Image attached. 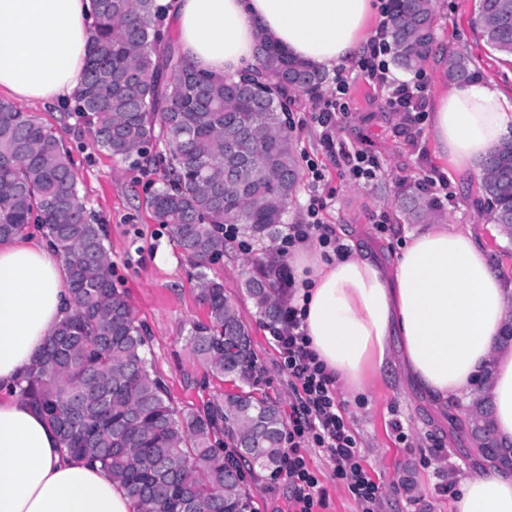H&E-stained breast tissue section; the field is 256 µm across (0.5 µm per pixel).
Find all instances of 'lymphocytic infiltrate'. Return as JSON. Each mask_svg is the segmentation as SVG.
<instances>
[{
    "mask_svg": "<svg viewBox=\"0 0 512 512\" xmlns=\"http://www.w3.org/2000/svg\"><path fill=\"white\" fill-rule=\"evenodd\" d=\"M344 81H337L334 95L323 98L311 114L323 129V146L335 153L333 130L346 105ZM325 200L311 195L307 204V221L288 225L281 240L282 254H289L298 245L316 240L318 245L343 255L347 245L321 223L319 214ZM303 311L296 301H289L283 318L269 327L270 337L280 355V366L295 385V401L288 421V449L284 452L281 474L288 485L292 512H316L323 506L325 491L305 455L306 448H316L344 484L359 512H377L380 486L369 475L359 451V440L350 426L336 381L311 347L302 327Z\"/></svg>",
    "mask_w": 512,
    "mask_h": 512,
    "instance_id": "f902f5d3",
    "label": "lymphocytic infiltrate"
}]
</instances>
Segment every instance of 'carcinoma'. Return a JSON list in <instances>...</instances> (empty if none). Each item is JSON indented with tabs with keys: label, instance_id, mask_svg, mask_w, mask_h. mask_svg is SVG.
Masks as SVG:
<instances>
[{
	"label": "carcinoma",
	"instance_id": "1",
	"mask_svg": "<svg viewBox=\"0 0 512 512\" xmlns=\"http://www.w3.org/2000/svg\"><path fill=\"white\" fill-rule=\"evenodd\" d=\"M92 6L77 110L100 151L165 169L148 205L184 256L201 269L224 257L226 224L258 242L280 233L301 183L288 93L315 97L326 74L274 48L262 32L256 72L198 71L166 35L157 0ZM477 23L488 46L512 56V0H478ZM387 27L395 63L418 68L434 53V0H391ZM448 78L470 82V61L452 59ZM483 166L490 219L512 236V138ZM433 208L416 194L402 205L411 224L443 223ZM30 225L67 267L72 303L16 382V395L41 412L68 452L111 473L137 512H248L243 469L280 466L284 421L277 400L256 395L262 371L251 330L224 284L199 273L206 320L193 324L190 345L206 375L233 389L182 415L147 357V329L112 281L103 224L80 195L61 135L0 100V241ZM278 272L270 256L243 282L270 322L282 310ZM470 416L481 455L511 468L512 445L495 437L487 401L474 402Z\"/></svg>",
	"mask_w": 512,
	"mask_h": 512
}]
</instances>
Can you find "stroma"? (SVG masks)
Returning <instances> with one entry per match:
<instances>
[{"label":"stroma","mask_w":512,"mask_h":512,"mask_svg":"<svg viewBox=\"0 0 512 512\" xmlns=\"http://www.w3.org/2000/svg\"><path fill=\"white\" fill-rule=\"evenodd\" d=\"M477 3L435 0L434 55L417 71L390 65L392 83L424 78L428 100H436L451 85L446 60L462 54L470 58L475 80L496 86L512 101V63L479 38ZM340 78L348 83L347 111L336 125V142L345 150H362L373 156L377 175L366 183L351 180L341 159L331 158L321 144L322 129L310 118L315 99L291 95L290 110L296 120L291 134L298 161L303 166L318 163L324 179L314 188L301 184L288 207L289 223H304L309 196L318 194L328 202L323 223L349 251H365L389 264L405 235L415 230L403 218L402 199L424 181L441 177L448 182V194L439 198V212L448 223L471 230L499 274L512 284V236L491 222L479 181L459 173L441 157L428 129L417 128L404 113L386 110L383 100L389 85L370 82L358 61L328 71L322 95L334 92ZM19 107L61 130L75 163L78 189L106 228L113 279L125 289L134 318L150 331L149 357L166 380L175 407L185 414L204 399L222 397L227 383L217 377L205 378V369L189 344L194 322L206 317L198 300L196 271L146 205L150 190L163 184L164 171L145 162L134 168L99 151L89 125L75 112L73 100L51 105L23 101ZM382 212L389 217L383 231L375 224ZM278 247L275 241H252L247 248L227 250L218 264L208 268L207 275L223 282L225 294L250 326L263 370L261 388L276 398L287 416L293 400L292 382L279 365L266 321L261 320L242 286L249 263L265 260L268 252ZM337 390L359 438L364 464L380 485L381 512H448L454 491L445 488L441 472L463 474L480 461L468 415L470 399L458 400L444 414H436L409 384L394 341L389 344L385 366L369 379L363 392L352 394L342 384ZM397 421L408 436L407 443L396 439L393 424ZM306 455L326 492L321 512H356L350 492L336 479L323 454L310 448ZM246 482L253 512H291L283 478L259 470L247 475Z\"/></svg>","instance_id":"1"}]
</instances>
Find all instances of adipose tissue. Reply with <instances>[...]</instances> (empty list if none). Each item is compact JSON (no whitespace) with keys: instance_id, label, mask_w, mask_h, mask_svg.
Segmentation results:
<instances>
[{"instance_id":"ef3b65f1","label":"adipose tissue","mask_w":512,"mask_h":512,"mask_svg":"<svg viewBox=\"0 0 512 512\" xmlns=\"http://www.w3.org/2000/svg\"><path fill=\"white\" fill-rule=\"evenodd\" d=\"M372 0H180V51L193 68L234 75L255 67V34L316 68L362 55ZM91 0H0V90L51 103L79 89ZM440 154L481 177L490 149L512 137L501 91L475 82L447 90L428 121ZM303 328L327 369L362 391L388 340L412 385L445 410L489 375L496 434L512 442V350L498 338L512 319L505 284L471 231L432 224L411 233L392 269L368 258L297 254ZM67 273L22 233L0 243V512H136L100 466L63 452L58 436L12 388L65 317ZM452 512H512V470L493 463L457 478Z\"/></svg>"}]
</instances>
